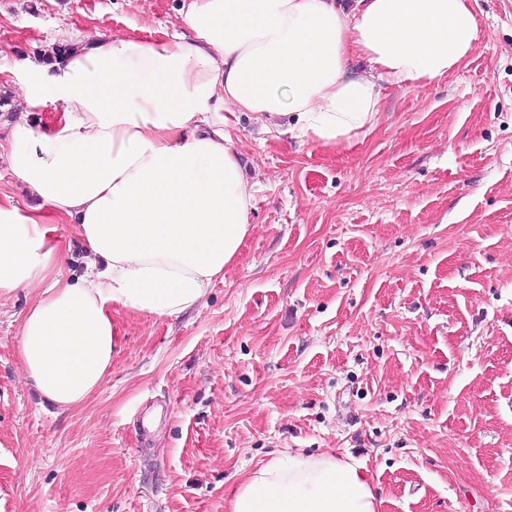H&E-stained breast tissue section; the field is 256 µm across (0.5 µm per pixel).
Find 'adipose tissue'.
Returning a JSON list of instances; mask_svg holds the SVG:
<instances>
[{"instance_id":"ef3b65f1","label":"adipose tissue","mask_w":512,"mask_h":512,"mask_svg":"<svg viewBox=\"0 0 512 512\" xmlns=\"http://www.w3.org/2000/svg\"><path fill=\"white\" fill-rule=\"evenodd\" d=\"M184 30L99 37L29 62L28 115L5 138L8 166L37 200L0 201V298L38 289L19 325L34 388L62 410L103 384L113 308L174 318L200 306L251 231L253 186L225 112L275 121L336 147L374 126L380 85L422 88L469 57L470 0H182ZM360 60L364 69L354 70ZM62 110L35 119L48 98ZM72 225L91 262L57 273L51 221ZM360 466L279 454L228 512H380Z\"/></svg>"}]
</instances>
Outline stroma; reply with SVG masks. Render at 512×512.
Here are the masks:
<instances>
[{
  "mask_svg": "<svg viewBox=\"0 0 512 512\" xmlns=\"http://www.w3.org/2000/svg\"><path fill=\"white\" fill-rule=\"evenodd\" d=\"M181 0H0V90L97 36L155 39ZM458 70L383 86L333 149L226 116L251 234L198 308H116L103 386L40 398L0 298V512H227L277 452L364 466L382 512H512V0H476Z\"/></svg>",
  "mask_w": 512,
  "mask_h": 512,
  "instance_id": "obj_1",
  "label": "stroma"
}]
</instances>
